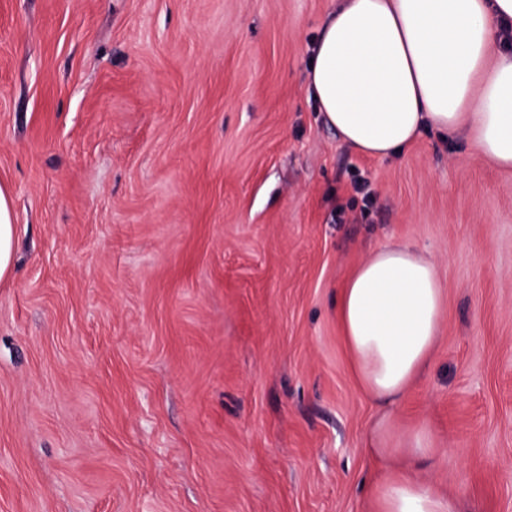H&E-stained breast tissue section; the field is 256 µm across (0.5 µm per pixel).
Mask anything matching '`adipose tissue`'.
Instances as JSON below:
<instances>
[{
    "label": "adipose tissue",
    "instance_id": "1",
    "mask_svg": "<svg viewBox=\"0 0 512 512\" xmlns=\"http://www.w3.org/2000/svg\"><path fill=\"white\" fill-rule=\"evenodd\" d=\"M512 0H343L323 21L307 79L325 120L359 153L385 158L425 127L463 135L512 169V49L499 39ZM15 213L0 185V281L14 271ZM446 291L435 262L386 243L338 293L351 369L382 412L364 435L369 457L398 463L373 484L368 512H458L456 499L414 473L442 454L424 422L398 426L393 408L433 359Z\"/></svg>",
    "mask_w": 512,
    "mask_h": 512
}]
</instances>
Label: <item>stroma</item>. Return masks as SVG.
Here are the masks:
<instances>
[{
    "label": "stroma",
    "instance_id": "1",
    "mask_svg": "<svg viewBox=\"0 0 512 512\" xmlns=\"http://www.w3.org/2000/svg\"><path fill=\"white\" fill-rule=\"evenodd\" d=\"M338 4L0 0V512H365L336 307L390 241L447 294L395 407L444 450L420 474L512 512V170L342 141L306 81ZM16 225L11 192L4 185H0V282L13 275Z\"/></svg>",
    "mask_w": 512,
    "mask_h": 512
}]
</instances>
